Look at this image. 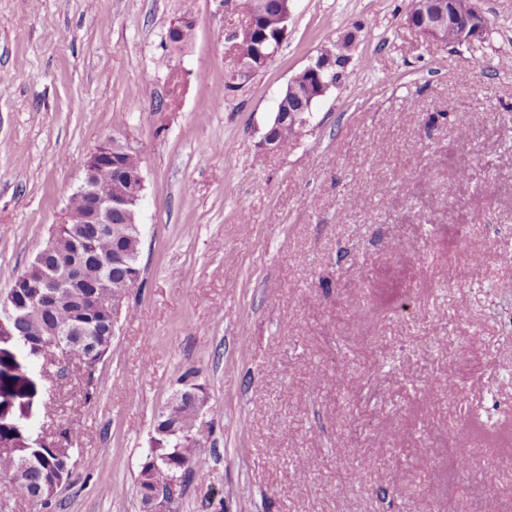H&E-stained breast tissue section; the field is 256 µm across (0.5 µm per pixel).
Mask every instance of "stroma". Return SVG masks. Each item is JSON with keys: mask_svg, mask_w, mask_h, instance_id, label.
Masks as SVG:
<instances>
[{"mask_svg": "<svg viewBox=\"0 0 512 512\" xmlns=\"http://www.w3.org/2000/svg\"><path fill=\"white\" fill-rule=\"evenodd\" d=\"M476 4L484 39L452 47L407 25L411 0H294L281 51L229 90L243 7L0 0V295L100 140L145 177L142 275L92 399L37 381L36 426L79 436L72 475L46 505L0 480V512H139L191 384L212 454L176 512H512V0ZM349 30L342 83L260 155L289 79ZM202 397L203 396H200L199 392L197 391L176 392L175 394H173L167 405H178L186 401L195 405L198 409V412L194 407L185 405L180 407H174L171 410H169L168 417L174 421H179L184 424L193 426L196 414L197 421H199L202 416V410L204 408V405L200 402ZM199 422H201V424L204 423L203 421Z\"/></svg>", "mask_w": 512, "mask_h": 512, "instance_id": "35a3bbf8", "label": "stroma"}]
</instances>
